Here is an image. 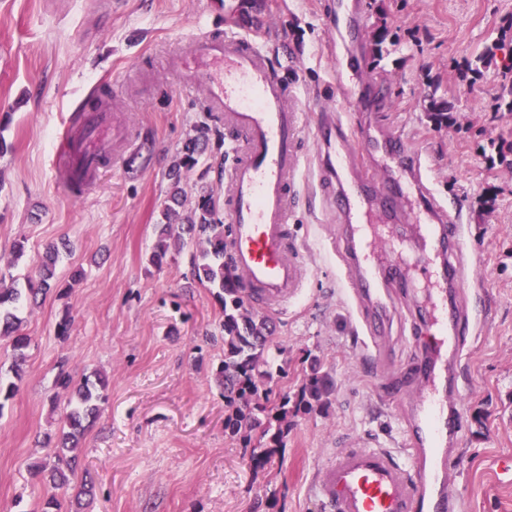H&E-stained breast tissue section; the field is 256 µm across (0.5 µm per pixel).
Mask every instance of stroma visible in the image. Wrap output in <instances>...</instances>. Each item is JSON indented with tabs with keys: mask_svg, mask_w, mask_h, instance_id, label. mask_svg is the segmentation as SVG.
Masks as SVG:
<instances>
[{
	"mask_svg": "<svg viewBox=\"0 0 512 512\" xmlns=\"http://www.w3.org/2000/svg\"><path fill=\"white\" fill-rule=\"evenodd\" d=\"M325 0H262L271 52L288 53V81L306 113L323 106L343 121L407 138L426 157L439 197L457 210L466 257L475 269L461 300L477 328L460 369L465 429L452 446L463 512H512V101L501 68L512 57V0H361L359 43L372 91L336 80V52L347 31L330 32ZM235 12L253 25L252 0H0V268L33 271L46 247L68 242L59 288L25 309L30 336L16 396L0 410V512H71L69 488L52 489L27 465L38 443L58 431L73 382L101 371L109 399L86 433L82 466L95 480L89 512H328L315 481L340 442L371 439L401 447L408 399L393 397L363 356L339 259L341 229L329 208L304 191L315 143L304 136V163L292 179L301 192L290 232L301 245L305 286L270 315L265 352L270 387L296 397L319 364L329 381L324 407L288 416L270 464L258 467L252 443L224 428L227 409L213 374L224 358V318L211 290L191 277L196 248L174 240L162 265L150 256L169 188L168 171L199 125L210 129L208 172L194 170L187 199L201 187L224 193L215 162L230 164L224 119L207 111L203 91L184 97L169 59L192 36L223 26ZM385 34L382 53L374 41ZM496 46L491 63L479 57ZM117 121L148 132V169L105 170L71 197L55 161L60 136L88 99ZM449 106L438 122L432 103ZM25 239L22 258L13 243ZM85 275L69 283V269ZM73 321L60 335L63 315Z\"/></svg>",
	"mask_w": 512,
	"mask_h": 512,
	"instance_id": "stroma-1",
	"label": "stroma"
}]
</instances>
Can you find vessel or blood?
Returning a JSON list of instances; mask_svg holds the SVG:
<instances>
[{"label": "vessel or blood", "mask_w": 512, "mask_h": 512, "mask_svg": "<svg viewBox=\"0 0 512 512\" xmlns=\"http://www.w3.org/2000/svg\"><path fill=\"white\" fill-rule=\"evenodd\" d=\"M325 19L344 20L355 37L364 26L357 0H336ZM267 35L259 26L243 34L232 27L204 33L171 59L178 88L187 93L206 86L210 111L224 116L232 154L224 176L228 252L249 302L258 311L277 312L304 286L301 250L288 236L296 200L288 178L302 164L307 132L319 157L316 189L344 225L341 259L368 357L386 360L384 319L396 296L424 294L404 333L419 350L405 372L419 392L404 420L403 452L366 439L337 449L314 492L332 512H461L462 500L450 488L457 464L447 450L464 427L450 397L470 331L458 304L467 283L459 216L424 178L422 153L400 136L350 131L330 107L305 124L288 67L266 48ZM61 140L56 177L72 195L92 185L102 168L143 169L153 151L150 138L112 120L104 104L72 120ZM367 159L393 165L398 178L363 174ZM401 219L406 233L396 243L382 224Z\"/></svg>", "instance_id": "obj_1"}]
</instances>
